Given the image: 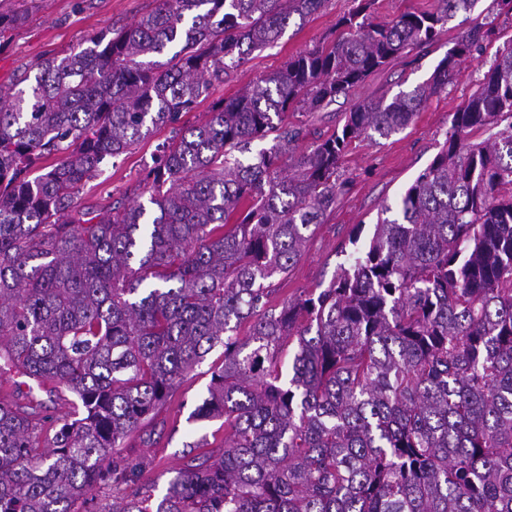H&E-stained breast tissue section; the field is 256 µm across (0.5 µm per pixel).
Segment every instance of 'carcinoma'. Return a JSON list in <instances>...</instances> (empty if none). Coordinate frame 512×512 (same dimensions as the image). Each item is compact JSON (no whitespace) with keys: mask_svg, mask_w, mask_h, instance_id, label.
I'll use <instances>...</instances> for the list:
<instances>
[{"mask_svg":"<svg viewBox=\"0 0 512 512\" xmlns=\"http://www.w3.org/2000/svg\"><path fill=\"white\" fill-rule=\"evenodd\" d=\"M17 2L0 44L37 4ZM325 2L154 0L0 92V360L76 398L49 439L41 403L0 401V512H75L101 486L118 492L102 512H512V123L471 141L512 118V45L350 267L279 308L267 285L345 190L351 142L407 127L492 29L463 34L425 84L357 102L284 174L300 135L288 113L327 107L479 0L384 23L354 0L337 38L175 127ZM168 125L148 177L170 188L152 210L72 215L102 164ZM218 346L194 419H224V448L187 455L154 502L120 448Z\"/></svg>","mask_w":512,"mask_h":512,"instance_id":"cac0c4a2","label":"carcinoma"}]
</instances>
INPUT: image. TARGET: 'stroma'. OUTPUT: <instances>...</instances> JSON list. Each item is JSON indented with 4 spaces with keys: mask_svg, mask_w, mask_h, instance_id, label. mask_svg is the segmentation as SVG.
<instances>
[{
    "mask_svg": "<svg viewBox=\"0 0 512 512\" xmlns=\"http://www.w3.org/2000/svg\"><path fill=\"white\" fill-rule=\"evenodd\" d=\"M152 6L153 0H40L29 22L0 47V88L13 87L26 65L79 51L101 32L133 24ZM353 6V0H326L322 10L304 24H290L277 44L253 53L223 82L214 83L208 99L182 114L181 126L207 121L214 101L233 97L249 83L280 68L291 56L333 40L339 33L338 20ZM477 26L490 28L491 36L463 59L460 75L449 82L447 90L429 97L405 129L387 137L374 133L352 141L338 170L347 188L337 197L324 223L314 228L288 274L272 278L271 305L278 307L301 292L326 288L339 268L350 267L356 250L350 242L352 234H359L361 242L369 241L383 206L397 205L441 149L453 113L476 90L496 51L512 43V12H506L499 0H480L473 12L449 18L434 43L404 53L360 87L339 95L330 106L317 112L289 113V123L302 130L293 150L298 156L341 129L346 112L356 102L391 98L426 83L459 36ZM170 135V127L157 128L125 154L111 159L98 177L81 185L74 197V212L100 210L121 198L147 201V169ZM222 361V348H215L181 380L151 423L155 431L152 442H144L137 432L124 443L123 455L141 463V483L154 498L163 496L168 479L183 466L187 444L202 439L211 449L224 445L223 420L191 419L196 406L208 395L213 368ZM32 398L41 402L42 413L50 421L72 410V396L64 387L53 382L41 384L12 370L0 372V401L22 405Z\"/></svg>",
    "mask_w": 512,
    "mask_h": 512,
    "instance_id": "1",
    "label": "stroma"
}]
</instances>
